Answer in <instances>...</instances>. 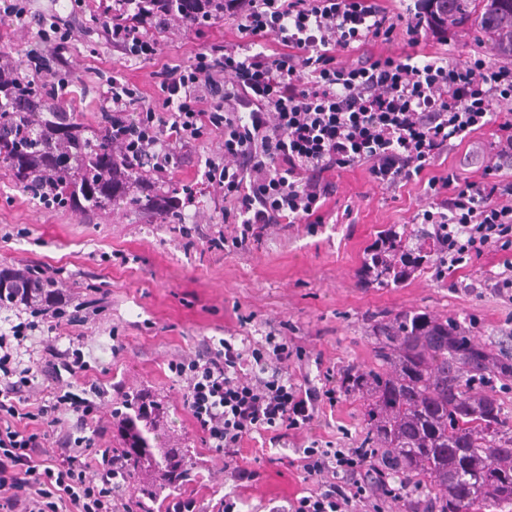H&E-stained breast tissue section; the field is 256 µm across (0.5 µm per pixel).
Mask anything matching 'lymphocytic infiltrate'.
I'll use <instances>...</instances> for the list:
<instances>
[{"instance_id": "obj_1", "label": "lymphocytic infiltrate", "mask_w": 512, "mask_h": 512, "mask_svg": "<svg viewBox=\"0 0 512 512\" xmlns=\"http://www.w3.org/2000/svg\"><path fill=\"white\" fill-rule=\"evenodd\" d=\"M102 15L113 46L135 60L160 52L159 40L145 32L150 24L164 31L221 17L257 45L250 54L230 45L165 66V118L119 81L105 92L113 145L137 171L166 177L177 150L201 130L223 138L224 160L208 164L204 184L222 194L234 233L204 235L209 249H246L270 224L323 223L336 193L332 173L363 164L387 188L425 184L432 203L420 219L433 228L438 270L463 268L491 246L512 251V114L499 109L512 103V64L479 54L452 62L421 51L429 39L448 42V20L434 0H415L404 13L391 0H184L179 10L168 0H111ZM400 28L408 52L340 63L356 47L391 43ZM201 86L220 95L222 106L200 108ZM487 128L496 139L479 177H428L452 138ZM23 311L27 320L0 332V512H129L131 500L117 481L122 458L102 443L99 403L58 386L67 374L99 390L83 353L48 345L40 363L19 357L30 332L86 324L93 313L70 308L62 295L50 304L26 301ZM296 352L283 336H266L263 347L247 350L225 338L173 367L186 382L192 418L237 486L256 478L238 460L245 437L306 428L335 397L333 388L283 377L282 364ZM249 360L273 363L271 376L248 378ZM41 381L49 396L32 400ZM68 414L75 427H67ZM368 460L365 451L311 441L298 463L315 488L271 512H356L370 480L395 496L384 475L369 474Z\"/></svg>"}]
</instances>
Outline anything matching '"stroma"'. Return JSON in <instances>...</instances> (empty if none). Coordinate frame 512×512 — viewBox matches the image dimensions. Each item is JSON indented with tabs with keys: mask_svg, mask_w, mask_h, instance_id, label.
Returning <instances> with one entry per match:
<instances>
[{
	"mask_svg": "<svg viewBox=\"0 0 512 512\" xmlns=\"http://www.w3.org/2000/svg\"><path fill=\"white\" fill-rule=\"evenodd\" d=\"M17 2L26 9L30 26L21 30L0 24V64L12 66L23 78L47 83L26 55L38 22L44 19L69 30L68 49L55 65L56 78L63 83L65 111L92 131L98 129L106 106L108 78L136 86L146 100L155 102L160 98L156 73L163 65L186 64L195 52L241 40L236 24L218 17L164 41L156 60H130L113 47L104 26L89 24L98 0H86L76 13L68 0ZM474 53L493 63L498 60L467 13L448 26L447 56L462 60ZM492 141L487 131L453 141L430 175L449 169L463 177L477 175L490 159ZM223 156L221 141L203 134L166 179L156 181V193L202 182L207 163ZM337 185L326 223L273 226L249 250L227 255L208 250L199 240L187 242L180 232L198 224L208 233H231L220 197L198 196L177 220L153 219L125 205L82 217L46 208L0 168V267L37 264L61 270L73 302H96L95 320L59 330L58 346L64 349L70 341L81 340L91 366L106 369L103 381L113 404L138 391L163 408L159 442L184 455L192 468L183 492L214 503L233 491L241 512H270L315 484L293 464L299 449L314 440L335 448L365 447V401L345 391L342 379L350 368L373 364L376 324L403 310L453 319L490 357L512 358V301L491 287L512 263V252L490 247L463 269L437 275L436 246L426 225L412 221L428 204L422 187H377L362 166L344 171ZM389 230L420 247L427 261L388 286L365 283L360 270L370 259L368 249ZM269 333L288 337L300 348L287 366L294 382L307 378L318 387L331 383L336 398L309 427L289 431L279 444H271L265 434L245 438L239 462L257 477L238 489L223 472V458L211 450L185 408V382L171 363L207 342L229 336L257 341ZM117 341L123 349L116 356L112 345Z\"/></svg>",
	"mask_w": 512,
	"mask_h": 512,
	"instance_id": "35a3bbf8",
	"label": "stroma"
}]
</instances>
